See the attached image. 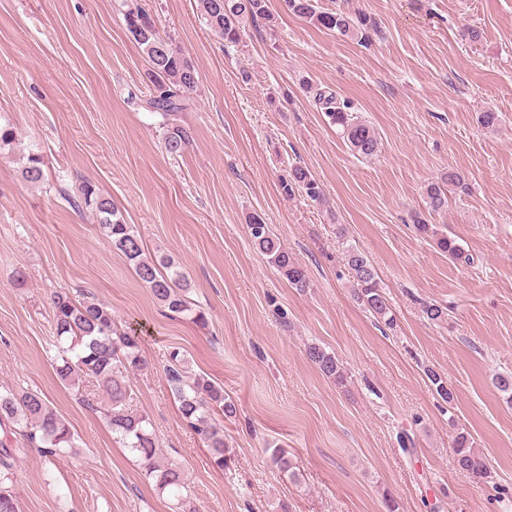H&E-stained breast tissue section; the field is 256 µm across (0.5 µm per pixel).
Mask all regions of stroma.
<instances>
[{
	"mask_svg": "<svg viewBox=\"0 0 512 512\" xmlns=\"http://www.w3.org/2000/svg\"><path fill=\"white\" fill-rule=\"evenodd\" d=\"M269 2L272 27L228 47L197 0H0V123L17 133L0 150V388L40 393L79 437L75 453L52 461L31 448L16 463L8 485L20 512H174L103 414L59 382L57 290L95 294L119 331L136 330L146 365L128 376L132 407L184 474L193 512H512V398L495 385L512 374V0H318L374 18L381 36L361 42ZM138 5L197 70L179 155L143 106L149 66L123 19ZM469 27L479 42L465 39ZM315 87L374 128L376 155L351 150ZM486 110L500 113L496 129L478 123ZM32 152L45 164L36 186L21 177ZM294 165L317 179L323 203L282 193ZM450 172L463 184L428 221L468 265L414 228L426 185ZM83 182L112 198L146 253L178 263L206 325L164 309L73 206ZM253 213L308 288L253 247ZM351 247L377 271L393 326L354 299ZM426 301L447 308L445 322L424 318ZM311 344L336 354L345 386L307 360ZM173 351L236 405L224 467L178 410L164 370ZM461 431L488 482L457 470ZM275 444L293 474L271 463Z\"/></svg>",
	"mask_w": 512,
	"mask_h": 512,
	"instance_id": "1",
	"label": "stroma"
}]
</instances>
